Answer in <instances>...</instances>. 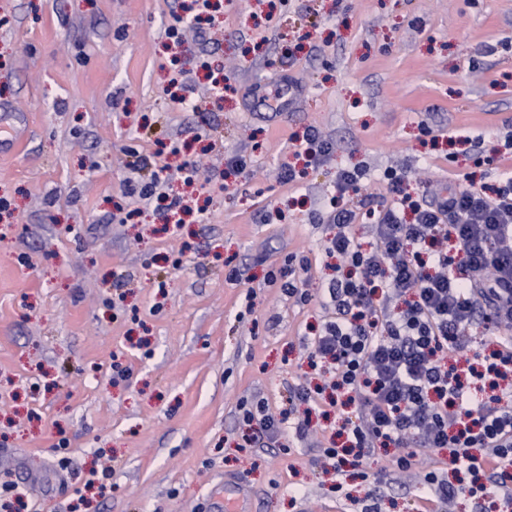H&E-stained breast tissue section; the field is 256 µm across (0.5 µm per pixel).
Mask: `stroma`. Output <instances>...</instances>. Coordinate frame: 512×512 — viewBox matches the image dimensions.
Returning <instances> with one entry per match:
<instances>
[{"label": "stroma", "instance_id": "1", "mask_svg": "<svg viewBox=\"0 0 512 512\" xmlns=\"http://www.w3.org/2000/svg\"><path fill=\"white\" fill-rule=\"evenodd\" d=\"M182 2L0 0V115L22 140L0 156V512H224L235 480L256 512H410L383 452L339 479L312 442L243 450L238 405L288 409L309 371L338 169L377 195L389 167L414 193L512 169V0H219L176 40ZM310 127L331 160L280 181ZM132 148L209 178L186 224L166 221L180 179L126 195ZM295 252L304 306L265 282Z\"/></svg>", "mask_w": 512, "mask_h": 512}]
</instances>
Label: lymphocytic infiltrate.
<instances>
[{
  "label": "lymphocytic infiltrate",
  "mask_w": 512,
  "mask_h": 512,
  "mask_svg": "<svg viewBox=\"0 0 512 512\" xmlns=\"http://www.w3.org/2000/svg\"><path fill=\"white\" fill-rule=\"evenodd\" d=\"M364 173L337 171L320 216L334 234L324 250L346 267L330 282L319 334L309 340L311 365L327 366L326 385L298 384L293 399L309 408L354 407L345 419L344 447L321 446L319 462L335 471L360 466L378 450L391 451L394 472L412 469L418 451L447 450L461 473L452 482L426 467L413 512H454L470 498L485 512L486 497L512 503V172L493 192L448 187L414 196L405 171L384 173L388 196H360ZM369 217V243L353 227ZM303 254L269 271L267 282L288 297L310 300ZM496 330L493 345L463 380L458 366L474 325ZM307 412L275 418L265 400L243 407L245 425L268 444L284 435L304 442L316 429Z\"/></svg>",
  "instance_id": "lymphocytic-infiltrate-1"
}]
</instances>
